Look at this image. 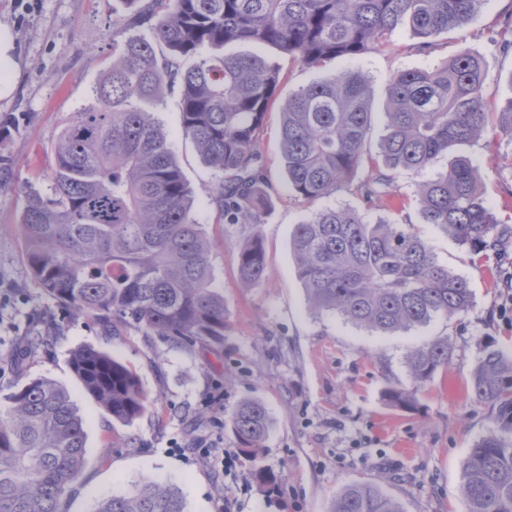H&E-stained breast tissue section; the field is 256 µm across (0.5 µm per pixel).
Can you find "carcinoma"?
Segmentation results:
<instances>
[{
	"label": "carcinoma",
	"mask_w": 512,
	"mask_h": 512,
	"mask_svg": "<svg viewBox=\"0 0 512 512\" xmlns=\"http://www.w3.org/2000/svg\"><path fill=\"white\" fill-rule=\"evenodd\" d=\"M117 20L128 36L91 101L60 133L51 194L26 195L22 228L27 262L61 308L104 327L133 324L178 345L224 343V295L210 264V242L195 217L192 189L154 115L164 88L180 92V128L218 176L209 198L217 220L249 224L238 278L266 277L261 224L269 202L258 148L279 107V142L288 188L313 204L342 187L367 205L396 208V179L412 172L421 223L471 252L497 246L499 219L484 196L479 166L464 154L429 173L438 156L481 137L486 110L483 60L463 48L441 66L399 72L386 89V134L371 153L372 91L346 68L288 94L263 57L225 55L232 43L272 46L316 68L354 62L387 44L402 25L426 55L433 38L461 27L483 0H124ZM367 169L358 183L357 171ZM290 249L314 308L383 334L410 331L466 312L468 282L437 260L412 224L375 221L349 206L321 207L294 226ZM454 355L449 338L412 349L411 388L389 385L386 399L413 410L417 393ZM71 368L112 419L130 423L146 409L137 375L110 354L76 348ZM474 398L495 412L496 429L469 449L463 494L469 512H512V354L484 341L472 375ZM233 435L252 475L275 489L261 465L271 419L257 399L231 412ZM84 420L69 393L31 379L0 404V512H62L80 480ZM95 512H185L180 493L143 478ZM332 512H403L369 483H353Z\"/></svg>",
	"instance_id": "1"
}]
</instances>
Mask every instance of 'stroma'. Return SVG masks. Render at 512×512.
Returning <instances> with one entry per match:
<instances>
[{
  "label": "stroma",
  "instance_id": "35a3bbf8",
  "mask_svg": "<svg viewBox=\"0 0 512 512\" xmlns=\"http://www.w3.org/2000/svg\"><path fill=\"white\" fill-rule=\"evenodd\" d=\"M125 12L121 0H0V28L11 36L9 60L0 61V79L11 83L0 97V125L9 128L0 154L14 172L11 186L0 189V400L24 379L47 378L69 391L85 421L86 448L82 477L65 495L63 512H94L145 477L178 490L186 512H331L337 495L355 482L380 488L403 512H469L463 464L494 426L491 407L473 397L472 374L483 339L512 351V315L503 309L512 289V135L492 122L465 149L501 220L495 249L471 253L422 224L414 174L397 178L404 199L397 211L366 206L347 188L325 198V205H349L369 220L386 214L419 226L438 261L471 287L467 312L380 334L311 307L290 237L313 207L288 189L274 117L259 143L272 186L262 226L267 276L259 287L240 286L238 253L251 227L219 223L209 208L215 174L183 138L179 92L168 90L155 115L212 243L210 263L224 294V343L179 347L132 325L107 330L46 296L30 272L21 221L27 192L50 191L56 139L109 70L120 40L113 18ZM511 16L512 0H484L462 28L437 37L429 55L417 53L416 38L403 26L385 47L352 64L374 93L371 145L385 133L389 81L404 70L443 64L463 48L484 58L487 106L500 111L512 98V51L500 49L512 37ZM231 50L265 57L280 70L286 93L349 65L336 59L310 69L249 43ZM446 336L453 359L418 392L417 411L389 406L383 397L389 384L411 385L409 351ZM81 345L107 351L139 376L148 403L132 423L113 421L83 390L69 364ZM246 398L262 401L273 420L261 456L278 480L272 493L253 478L232 432L230 414Z\"/></svg>",
  "mask_w": 512,
  "mask_h": 512
}]
</instances>
